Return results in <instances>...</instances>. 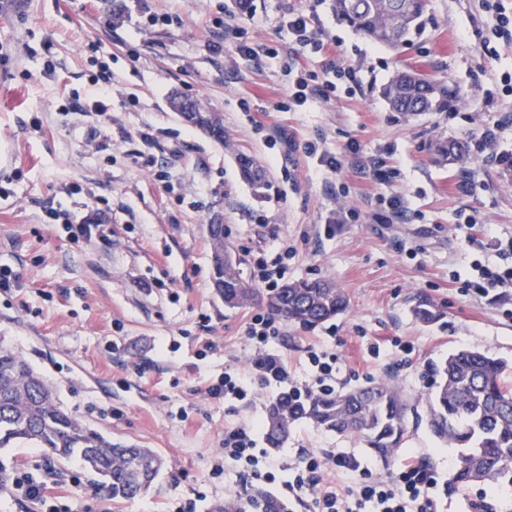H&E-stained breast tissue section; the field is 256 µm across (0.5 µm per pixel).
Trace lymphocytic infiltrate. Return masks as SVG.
<instances>
[{
    "label": "lymphocytic infiltrate",
    "instance_id": "1",
    "mask_svg": "<svg viewBox=\"0 0 512 512\" xmlns=\"http://www.w3.org/2000/svg\"><path fill=\"white\" fill-rule=\"evenodd\" d=\"M283 22L299 48L326 58L322 85H310L300 75L293 79L288 99L294 108H303L313 96H326L335 91L338 84H355L354 71L336 54L332 40L316 33L306 14L286 9ZM465 288L474 297L489 303L508 304L512 301V268L504 271L482 268ZM224 455L240 463L243 475L268 482L275 479L266 453L256 447L250 426L239 425L225 431ZM333 468L345 469L353 477L354 483L347 492L322 487L323 472ZM292 471L293 477L284 482V490L296 498L311 494L313 512H433L434 500L429 490L434 481L420 461H408L395 476L372 479L366 467L354 457L342 453L304 452Z\"/></svg>",
    "mask_w": 512,
    "mask_h": 512
}]
</instances>
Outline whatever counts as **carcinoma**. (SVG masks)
I'll return each instance as SVG.
<instances>
[{
  "label": "carcinoma",
  "instance_id": "obj_1",
  "mask_svg": "<svg viewBox=\"0 0 512 512\" xmlns=\"http://www.w3.org/2000/svg\"><path fill=\"white\" fill-rule=\"evenodd\" d=\"M427 0H335L341 20L370 40L399 50L424 27ZM381 94L391 111L406 116L422 112H450L464 103L465 94L447 83L412 69L395 73ZM186 112L191 125L211 138L224 140V123L213 112L200 111L195 102L173 101ZM441 160H460L464 149L439 143ZM243 176L256 188L264 175L255 158L240 154ZM213 281L224 305L238 307L252 301L256 289L242 277L238 265L223 261L227 249L222 233L210 232ZM270 313L302 328L316 327L344 314L345 294L329 279L290 281L266 297ZM415 317L430 323L440 311L429 302L414 309ZM507 364L486 353L463 349L448 356L441 379L427 399L426 425L441 443L459 449L451 473L455 485L512 486V388L504 380ZM412 407L403 390L382 380L346 392L317 391L297 396L283 390L266 406L265 438L271 448L287 441L291 426L306 420L341 436H354L388 462L401 448ZM29 445L45 448L59 459L77 455L97 476L96 487L117 501L150 491L162 460L150 448L114 443L69 415L53 388L11 348L0 346V448ZM224 512H288L281 500L258 492L231 498Z\"/></svg>",
  "mask_w": 512,
  "mask_h": 512
}]
</instances>
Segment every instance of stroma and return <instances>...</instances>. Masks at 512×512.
<instances>
[{"instance_id":"obj_1","label":"stroma","mask_w":512,"mask_h":512,"mask_svg":"<svg viewBox=\"0 0 512 512\" xmlns=\"http://www.w3.org/2000/svg\"><path fill=\"white\" fill-rule=\"evenodd\" d=\"M147 7L177 24L142 31L112 27L118 7ZM304 10L314 29L336 39L357 70L359 89L338 87L305 111L288 108V72L321 74L325 60L296 53L282 21L285 7ZM234 12L255 56L222 54L207 43L223 39L218 19ZM492 18L478 0H429L423 34L402 52L376 44L337 18L333 0H19L0 9V265L19 272L17 288L0 290V344L21 351L53 387L63 409L115 442L154 449L165 466L146 495L113 502L76 460L53 461L42 448H0L8 472L54 468L47 492L73 512H222L227 497L259 490L277 494L301 451L357 457L372 477L395 475L408 453L430 469L437 512H471L479 500L505 512L512 490L451 484L458 451L409 418L391 462L354 437L296 422L287 443L269 449L276 483L243 477L224 458V432L248 423L262 429L268 401L308 382L309 350L337 357L335 388L380 380L397 383L425 412L448 354L477 349L504 360L512 384V315L467 294L476 262L495 253L469 242L492 233L512 237V99L500 78L512 74V45L486 44ZM112 74L109 112L87 122L62 109L70 97L95 96L101 68ZM448 81L466 95L457 110L406 117L390 111L382 86L403 68ZM195 101L224 121L223 142L186 124L171 102ZM503 121L498 148L486 163H443L442 141L469 143V118ZM264 129H256V122ZM158 132L143 145L139 129ZM283 128L297 140H318L341 157L340 172L297 154L283 170L271 135ZM240 152L262 166L266 188L255 194L236 162ZM377 156L394 191L409 202L406 217L377 223L382 186L361 167ZM479 184L463 192L466 176ZM357 215L328 228L333 195ZM80 213L107 208L108 230L85 241L42 219L43 206ZM478 210L482 223L458 216ZM251 278L255 261L273 257L281 242L293 255L286 280L328 278L349 299L348 311L314 328L279 322L260 355L275 359L280 379L256 378L244 400L209 397L224 372L254 376L258 353L245 335L251 316L266 314L265 287L246 305L225 307L213 287L208 226ZM422 300L441 312L419 322Z\"/></svg>"}]
</instances>
